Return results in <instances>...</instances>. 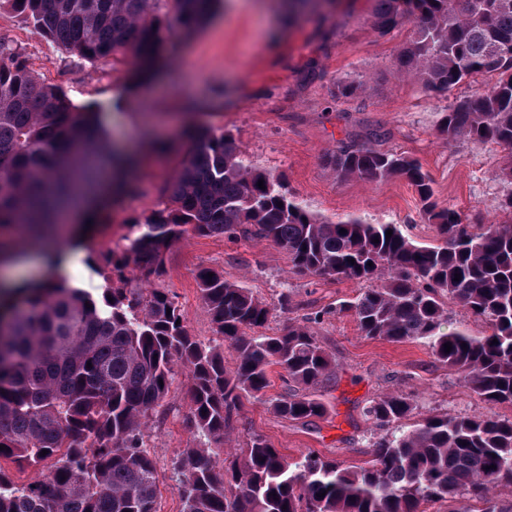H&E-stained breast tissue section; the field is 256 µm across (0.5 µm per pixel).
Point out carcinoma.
Listing matches in <instances>:
<instances>
[{"label":"carcinoma","instance_id":"carcinoma-1","mask_svg":"<svg viewBox=\"0 0 512 512\" xmlns=\"http://www.w3.org/2000/svg\"><path fill=\"white\" fill-rule=\"evenodd\" d=\"M220 2L0 0V7L25 15L72 56L122 59L139 76L162 61L173 29L191 36ZM371 2L382 34L414 23L401 70L426 90L496 76L489 90L446 113L439 133L499 144L507 151L500 173L512 180V0ZM105 139L95 113L41 82L24 53L0 38V226L49 228L107 167L122 173L113 197L138 194L140 183L129 175L135 158ZM182 141V156L156 188L153 207L90 257L106 283L100 295L52 277L42 287L0 277V512H159L156 463L145 437L175 364L190 383L187 420L204 440L176 462L181 512H428L459 498L476 503L464 512H512L490 494L512 488V418L431 413L410 424L416 406L403 394L378 396L364 408L375 425L395 430L372 444L366 467L313 452L291 461L259 434L221 462L208 447L232 431L243 400L264 397L271 366L306 389L272 400L276 415L303 423L326 416L308 389L335 368L315 331L335 316L351 317L371 339L426 345L481 401L512 406V194L498 204L504 221L464 224L438 206L432 180L415 159L340 146L330 159L339 175L402 178L414 187L437 240L421 245L396 224L311 213L282 191L280 179L255 169L222 130L193 124ZM190 233L269 241L288 254L296 273L363 288L288 319L270 335L272 308L262 297L222 271L202 269L197 286L217 335L216 344H205L191 334L174 295L129 287L134 272L162 279L171 248ZM450 303L482 321L485 333L450 327ZM226 346L236 356L232 371L224 366ZM3 460L37 476L18 484Z\"/></svg>","mask_w":512,"mask_h":512}]
</instances>
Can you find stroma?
Returning a JSON list of instances; mask_svg holds the SVG:
<instances>
[{
	"instance_id": "1",
	"label": "stroma",
	"mask_w": 512,
	"mask_h": 512,
	"mask_svg": "<svg viewBox=\"0 0 512 512\" xmlns=\"http://www.w3.org/2000/svg\"><path fill=\"white\" fill-rule=\"evenodd\" d=\"M370 6V0H336L325 10L306 0L292 14L288 0H222L193 38L179 40L165 73L143 86L126 65L69 56L8 8L0 9V37L21 49L36 77L62 88L75 106L97 112L111 142L141 149V191L110 207V221L95 236L94 247L116 239L124 224L152 207L158 184L178 161L176 155L141 147L143 115L160 138L176 136L198 117L229 132L254 167L282 178L291 195L325 218L354 214L372 224L399 225L416 242L435 241L408 182L336 174L328 158L340 143L352 141L417 160L433 180L439 205L455 210L463 223L477 216L488 224L502 221L497 205L512 193V183L497 176L504 149L492 142H451L437 133L444 112L488 89V82H465L436 93L401 75L398 56L413 26L405 23L379 34ZM340 84L354 85L355 93L337 96ZM376 128L381 138H372ZM202 268L222 270L225 278L246 283L272 305L282 291H290L295 309L289 316L273 313V332L288 318H302L359 290L351 280L318 281L294 273L286 252L264 240L188 236L173 247L159 285L176 295L192 334L207 344L215 334L197 286ZM317 336L336 363L319 389L327 416L303 424L274 414L270 399L297 386L273 367L265 399L245 401L225 448L245 447L259 434L291 459L311 451L366 465L383 430L363 409L386 393L408 394L420 415L512 417V406L477 400L423 344L361 336L348 316L319 325ZM189 403L188 379L177 374L150 422L147 446L156 462L161 512H181L173 464L183 449L199 443L186 417Z\"/></svg>"
}]
</instances>
